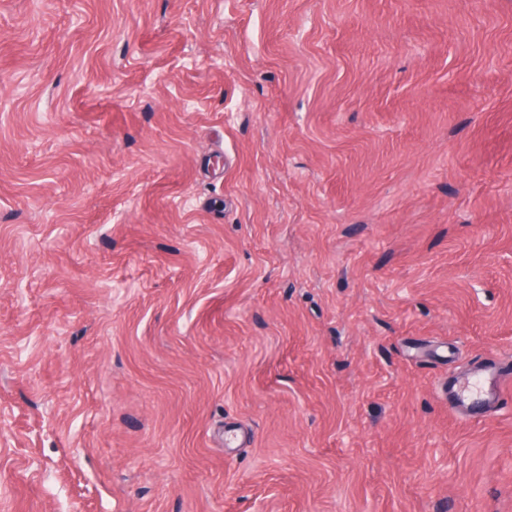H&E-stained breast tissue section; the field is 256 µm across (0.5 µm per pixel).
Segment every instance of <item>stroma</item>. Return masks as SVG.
<instances>
[{"label": "stroma", "instance_id": "1", "mask_svg": "<svg viewBox=\"0 0 512 512\" xmlns=\"http://www.w3.org/2000/svg\"><path fill=\"white\" fill-rule=\"evenodd\" d=\"M0 512H512V0H0ZM500 376L499 368L495 366L494 374L487 372L473 381L467 380L463 386L460 387L459 395L465 398L464 393L465 391H468L470 394L468 398L480 397L484 401H489L493 394L494 380L498 386L499 393L501 394ZM470 383H472V386H469Z\"/></svg>", "mask_w": 512, "mask_h": 512}]
</instances>
